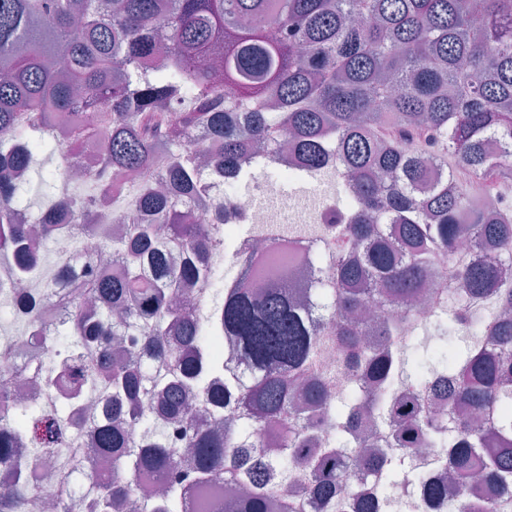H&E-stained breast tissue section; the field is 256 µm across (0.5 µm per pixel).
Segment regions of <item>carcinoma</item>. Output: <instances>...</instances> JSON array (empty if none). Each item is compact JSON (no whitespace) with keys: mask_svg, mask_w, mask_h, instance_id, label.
I'll return each instance as SVG.
<instances>
[{"mask_svg":"<svg viewBox=\"0 0 512 512\" xmlns=\"http://www.w3.org/2000/svg\"><path fill=\"white\" fill-rule=\"evenodd\" d=\"M0 0V262L19 280L39 265L69 277L67 254L51 267L35 254L31 229L13 222L19 191L38 157L63 146L54 128L98 149L82 197L58 182L42 211L43 235L95 247L100 189L125 178L137 214L112 233L117 277L87 269L79 287L0 306L14 313L60 308L40 330L34 375L59 396L10 406L0 428L32 456L75 440L72 400L89 385L107 396L95 450L118 474L174 475L140 512H187L178 482L243 490L224 512H268L276 488L301 472L281 512H401L415 492L397 471L419 445L448 448L451 474L428 489L448 496L477 474L512 488V217L471 204L456 170L474 180L512 179V0ZM169 105L178 120L164 111ZM287 141L298 165L337 163L358 201L336 225L334 272L252 291L235 285L256 272L232 259L210 320L188 318L183 283L212 279L207 233L194 222L203 180L236 173L261 148ZM437 166L447 176L424 196ZM469 209V222H456ZM316 237L324 224L281 227ZM447 264L461 295L496 308L470 322L440 317L418 347L408 302ZM463 332L466 351L448 348ZM224 341V387L212 390L202 363ZM335 346L355 380L332 395L321 357ZM17 358L0 327V364ZM210 394L224 432L196 427L187 403ZM169 424L191 432L186 456L167 448ZM331 432L321 438L316 427ZM391 430L390 455L374 435ZM268 430L273 445L254 434ZM356 471L395 489L377 499L360 483L336 501ZM118 481L90 494L87 512L126 506ZM42 498L19 480L0 488V512H28Z\"/></svg>","mask_w":512,"mask_h":512,"instance_id":"cac0c4a2","label":"carcinoma"}]
</instances>
